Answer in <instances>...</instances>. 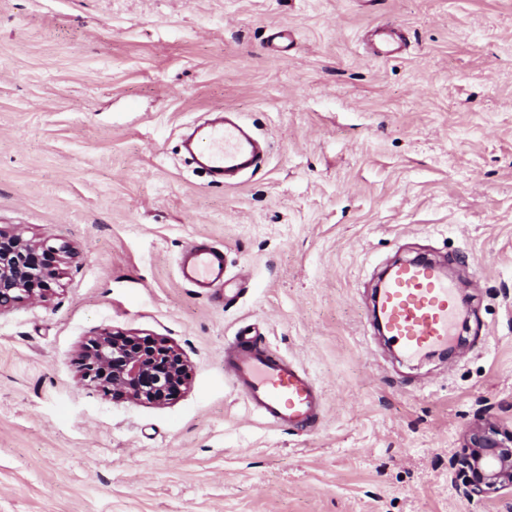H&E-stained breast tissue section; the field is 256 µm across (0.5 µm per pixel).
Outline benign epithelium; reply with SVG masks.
Returning a JSON list of instances; mask_svg holds the SVG:
<instances>
[{
  "label": "benign epithelium",
  "mask_w": 512,
  "mask_h": 512,
  "mask_svg": "<svg viewBox=\"0 0 512 512\" xmlns=\"http://www.w3.org/2000/svg\"><path fill=\"white\" fill-rule=\"evenodd\" d=\"M65 245L27 239L16 229L0 227V311L28 301L46 300L58 279ZM79 367L82 380L115 400L163 405L189 380L183 354L165 340L141 339L102 329L85 343ZM460 483L456 489L470 500L512 489V430L489 417L468 430L451 461Z\"/></svg>",
  "instance_id": "benign-epithelium-1"
}]
</instances>
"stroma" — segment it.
Segmentation results:
<instances>
[{
  "label": "stroma",
  "mask_w": 512,
  "mask_h": 512,
  "mask_svg": "<svg viewBox=\"0 0 512 512\" xmlns=\"http://www.w3.org/2000/svg\"><path fill=\"white\" fill-rule=\"evenodd\" d=\"M406 31L401 57L363 37ZM230 108L269 143L211 184L179 133ZM77 256L0 312V512H512L460 495L475 420L512 427V0H0V226ZM224 249L218 295L184 283ZM455 271L452 359L372 325L396 259ZM190 368L155 406L79 378L99 329ZM253 331L324 395L267 424L224 371ZM182 279L196 288L224 284V251L215 246L190 244L180 267Z\"/></svg>",
  "instance_id": "35a3bbf8"
}]
</instances>
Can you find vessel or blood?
Masks as SVG:
<instances>
[{"label":"vessel or blood","mask_w":512,"mask_h":512,"mask_svg":"<svg viewBox=\"0 0 512 512\" xmlns=\"http://www.w3.org/2000/svg\"><path fill=\"white\" fill-rule=\"evenodd\" d=\"M368 46L385 59L402 54L408 40L400 29L382 25L374 28ZM184 150L217 182L257 169L264 158L260 142L228 119L198 128L185 139ZM180 273L198 288L223 283V250L190 244ZM388 274L374 307L389 336L411 358L447 347L454 336L458 302L439 269L411 260L393 265ZM224 371L251 408L271 425L309 431L323 414V396L310 375L264 345L261 337L238 334L224 354Z\"/></svg>","instance_id":"obj_1"}]
</instances>
